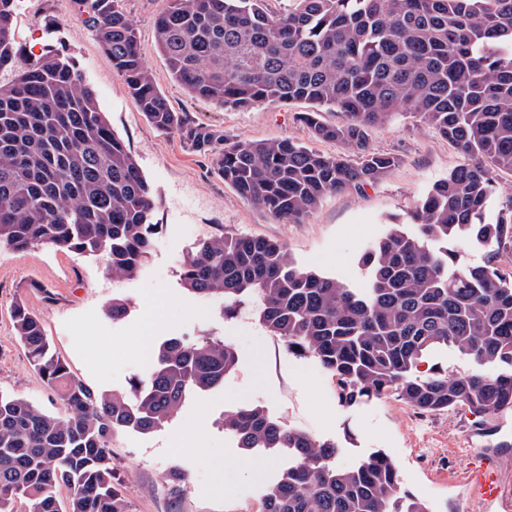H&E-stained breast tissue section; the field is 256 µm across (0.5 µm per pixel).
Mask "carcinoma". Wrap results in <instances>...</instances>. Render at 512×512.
Returning <instances> with one entry per match:
<instances>
[{
	"label": "carcinoma",
	"instance_id": "carcinoma-1",
	"mask_svg": "<svg viewBox=\"0 0 512 512\" xmlns=\"http://www.w3.org/2000/svg\"><path fill=\"white\" fill-rule=\"evenodd\" d=\"M120 2L77 0L136 108L278 219L299 223L328 195L381 181L400 159L370 150L368 131L397 116L419 118L464 156L418 205L417 231L393 224L366 250L360 288L293 263L276 241L233 235L201 242L181 267L183 285L223 296L226 316L254 301L267 334L333 373L345 404L395 395L420 413L512 412V271L501 266L512 253V206L483 220L496 177L512 174V0H293L281 14L267 0H169L155 40L174 82L223 108L304 101L302 122L343 155L287 139L230 141L175 111ZM14 15V0H0V72L14 71L0 83V249L99 255L112 277H133L150 247V186L81 70L53 47L28 55ZM323 108L344 121H321ZM461 237L489 248L484 264L461 269L440 247ZM12 323L65 414L0 393V512H130L112 487L113 433L163 426L237 364L221 340L167 339L147 380L127 394L100 393L71 374L24 303ZM439 347L473 368L415 374ZM224 428L246 452L287 448L295 458L263 512H429L401 491L385 455L338 469L336 444L287 430L259 406Z\"/></svg>",
	"mask_w": 512,
	"mask_h": 512
}]
</instances>
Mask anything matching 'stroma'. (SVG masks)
<instances>
[{"label": "stroma", "instance_id": "obj_1", "mask_svg": "<svg viewBox=\"0 0 512 512\" xmlns=\"http://www.w3.org/2000/svg\"><path fill=\"white\" fill-rule=\"evenodd\" d=\"M121 3L137 28L155 85L175 111L232 140L289 139L324 154L341 153L340 145L316 139L301 121L306 103L272 102L239 111L188 95L172 82L155 45L154 23L168 0ZM14 27L17 42L32 55L52 44L73 57L152 190L154 231L144 265L131 278L108 276L100 257L53 248L0 249V390L48 411L59 408L13 337L15 302L39 317L70 371L103 393L126 392L133 380L146 379L140 345L157 313L163 325L153 343L210 337L231 344L238 362L222 385L189 395L163 427L113 434L112 483L130 512H261L269 487L294 458L285 450L248 454L238 447L224 418L246 406L263 407L284 427L336 443L337 468L387 455L402 491L423 501L429 512H485L467 493L464 450L479 423L467 408L421 414L394 397L341 404L335 377L267 335L254 303L242 302L223 315V297L198 296L179 277L200 242L248 235L281 243L299 265L362 285L364 251L389 225L413 229L416 206L461 162L460 152L418 119L397 117L370 131L368 143L372 151L398 155V166L362 192L327 196L303 223L285 222L238 197L207 157L147 121L83 25L74 0H18ZM116 298L128 305L119 319L106 313ZM176 469L185 474L177 493L168 483Z\"/></svg>", "mask_w": 512, "mask_h": 512}]
</instances>
